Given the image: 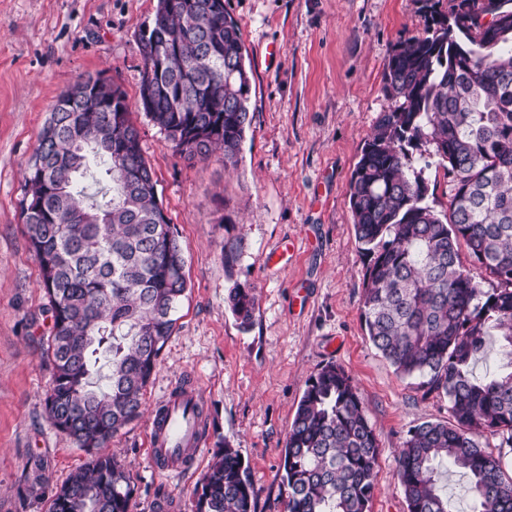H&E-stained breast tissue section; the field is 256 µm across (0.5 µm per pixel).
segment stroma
Masks as SVG:
<instances>
[{
  "label": "stroma",
  "instance_id": "obj_1",
  "mask_svg": "<svg viewBox=\"0 0 512 512\" xmlns=\"http://www.w3.org/2000/svg\"><path fill=\"white\" fill-rule=\"evenodd\" d=\"M157 0H0V512H46L88 455L46 418L51 320L21 218L23 173L59 93L102 74L126 95L158 195L179 233L188 289L144 391L143 414L106 451L134 483L131 512H196L195 487L219 441L237 448L255 512H286L282 456L310 375L335 361L352 377L380 444L370 512H408L398 449L448 400L399 377L361 321L364 265L348 183L387 101L384 64L421 35L419 0H224L241 28L252 116L237 168L188 161L145 116L139 38ZM231 224H223V216ZM239 258L224 267V242ZM255 288L249 328L227 297ZM205 403L203 453L179 473L148 455L150 412L177 387Z\"/></svg>",
  "mask_w": 512,
  "mask_h": 512
}]
</instances>
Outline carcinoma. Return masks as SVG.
Returning <instances> with one entry per match:
<instances>
[{
	"instance_id": "carcinoma-1",
	"label": "carcinoma",
	"mask_w": 512,
	"mask_h": 512,
	"mask_svg": "<svg viewBox=\"0 0 512 512\" xmlns=\"http://www.w3.org/2000/svg\"><path fill=\"white\" fill-rule=\"evenodd\" d=\"M209 2L157 0L140 37V103L177 154L218 152L235 168L251 125L250 76L238 23ZM419 2L424 32L388 56V104L348 183L367 261L361 317L398 375L448 398L449 421L416 425L397 452L408 512H449L450 471L467 479L472 512H512V0H448L446 12L440 0ZM429 151L448 178L445 211L426 202ZM21 205L51 317L47 419L89 455L47 512H129L130 476L99 449L142 413L188 288L129 108H87L62 90L27 162ZM486 280L496 287L484 290ZM228 300L248 327L252 290L237 284ZM493 351L508 372L477 375ZM485 432L500 438L498 453L481 443ZM378 456L352 378L322 365L286 439V512H368ZM200 485L197 512H254L253 484L229 443Z\"/></svg>"
}]
</instances>
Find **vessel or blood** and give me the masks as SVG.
Masks as SVG:
<instances>
[{"mask_svg":"<svg viewBox=\"0 0 512 512\" xmlns=\"http://www.w3.org/2000/svg\"><path fill=\"white\" fill-rule=\"evenodd\" d=\"M198 391L170 396L157 405L150 423V459L156 468L173 469L185 459H197L204 439L191 412L198 408Z\"/></svg>","mask_w":512,"mask_h":512,"instance_id":"b4317fda","label":"vessel or blood"}]
</instances>
